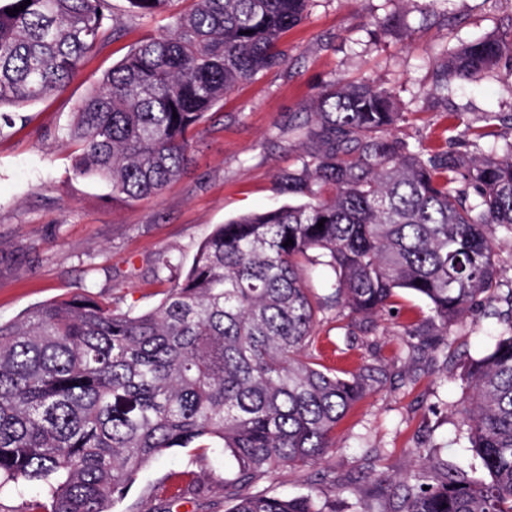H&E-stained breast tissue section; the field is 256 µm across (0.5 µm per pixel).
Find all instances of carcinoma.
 Returning <instances> with one entry per match:
<instances>
[{
	"label": "carcinoma",
	"mask_w": 512,
	"mask_h": 512,
	"mask_svg": "<svg viewBox=\"0 0 512 512\" xmlns=\"http://www.w3.org/2000/svg\"><path fill=\"white\" fill-rule=\"evenodd\" d=\"M172 22L141 41L76 107L73 171L112 200L161 195L193 161L197 125L238 84L287 64L282 35L313 0H127ZM0 6L1 108L62 89L100 42L112 0H30ZM494 75L512 94V27L433 60L427 98ZM499 113L465 124L443 151L398 136L393 87L332 80L295 126L314 149L278 176L298 200L219 225L155 308L130 315L92 292L0 322V500L15 512H110L112 498L171 448L233 458L227 512H334L305 495L244 490L288 466L304 470L369 390L367 376L331 371L312 352L336 309L361 320L399 292L424 299L448 334L499 303L504 329L459 378L454 412L489 479L447 465L392 490L393 512H512V287L499 244L512 241V139L488 149ZM324 227L318 228V222ZM293 244L284 246L287 239ZM322 266L326 294L308 286ZM35 487L39 495L25 498Z\"/></svg>",
	"instance_id": "1"
}]
</instances>
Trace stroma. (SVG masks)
I'll return each mask as SVG.
<instances>
[{"label": "stroma", "mask_w": 512, "mask_h": 512, "mask_svg": "<svg viewBox=\"0 0 512 512\" xmlns=\"http://www.w3.org/2000/svg\"><path fill=\"white\" fill-rule=\"evenodd\" d=\"M119 39L105 38L78 74L49 98L21 107L0 129V321L27 308L85 291L122 312L154 308L170 284L159 280L161 254L190 264L218 224L286 203L278 175L299 167L306 147L292 128L320 82L376 79L394 86L405 115L402 133L415 145L443 150L460 122L480 126L486 111L512 114V97L495 78L459 86L447 107L426 110V63L442 45L503 31L512 0H448L457 26L423 20L419 0H316L307 18L282 37L287 67L238 85L199 124L194 161L156 198L113 201L106 185L75 176V143L66 137L76 104L138 42L169 24L112 0ZM405 17L382 33L372 19ZM425 300L401 293L393 314L364 324L327 312L317 329L323 365L351 373L368 367L375 381L337 426L335 446L300 472L282 467L253 485L256 493L299 495L318 487L336 512H388L392 485L418 460L429 472L446 463L480 471L451 410L462 394L458 374L500 328L476 312L437 338ZM236 468L221 450L175 448L144 468L112 512H226L224 485Z\"/></svg>", "instance_id": "35a3bbf8"}]
</instances>
